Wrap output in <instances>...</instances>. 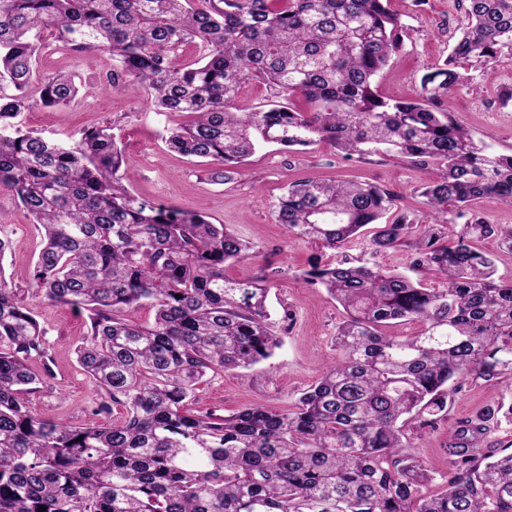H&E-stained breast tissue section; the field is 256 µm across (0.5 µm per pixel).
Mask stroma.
<instances>
[{"label":"stroma","instance_id":"1","mask_svg":"<svg viewBox=\"0 0 512 512\" xmlns=\"http://www.w3.org/2000/svg\"><path fill=\"white\" fill-rule=\"evenodd\" d=\"M391 10L408 28L398 58L378 79V91L387 98L407 99L421 92L424 74L443 65L465 22L457 0H390ZM43 72L75 75L80 91L67 106L47 109L40 102L21 116L23 125L41 136L59 141L79 138L84 129L111 125L128 166L125 185L140 199L173 205L207 215L240 237L254 242L258 257L225 265L231 280H248L260 268L271 266L280 275L272 287L268 312L273 330L283 338L275 356L248 369L208 375L198 386V401L191 413L228 415L250 405L286 407L317 381L326 366L339 355L336 331L344 321V309L323 289L301 285L296 273L322 259H369L388 269L406 270L410 256L394 249L370 256L365 243L331 251L319 243L288 235L277 222L276 204L285 186L301 179L377 183L397 195V207L414 223L430 221L422 203L423 186L437 177L433 168L407 159L374 156L365 161L347 159L322 143L301 153L266 147L257 150L248 165L231 179L215 183L205 165L168 150L167 128L181 123V116L156 112L147 96L107 84L112 69L108 52L93 54L55 49L38 60ZM472 81L436 102L438 111L468 129L477 139L491 138L495 152L512 154V102L500 100L512 87V51L503 50L491 65L467 69ZM0 239L9 248L0 268L15 287L27 288L31 267L44 244V230L13 195L0 190ZM31 304L47 330L46 348L53 360L47 385L29 397L31 411L40 418L81 425L92 420L101 392L80 368L74 347L87 333L86 316L67 307L34 297ZM512 398V392L495 384H464L455 395L447 419L406 429L409 450L436 474L426 491L441 492L440 474L448 470L449 433L458 422L480 409Z\"/></svg>","mask_w":512,"mask_h":512}]
</instances>
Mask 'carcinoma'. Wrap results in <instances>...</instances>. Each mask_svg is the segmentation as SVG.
<instances>
[{
	"label": "carcinoma",
	"mask_w": 512,
	"mask_h": 512,
	"mask_svg": "<svg viewBox=\"0 0 512 512\" xmlns=\"http://www.w3.org/2000/svg\"><path fill=\"white\" fill-rule=\"evenodd\" d=\"M388 4L0 0V189L44 229L31 287L86 313L75 354L102 392L94 415L126 410L112 425L32 414L28 395L50 377L52 359L25 291L5 277L0 239V512H512V452H484L491 428L512 425V401L456 426L437 494L423 493L435 476L404 444L406 426L445 419L464 384L512 390V283L495 279L493 260L477 248L496 234L512 251V229L448 217L450 205H511L512 155L434 109L463 84L461 64L490 65L512 49V0H458L466 24L409 100H387L374 85L403 47L405 26ZM189 43L200 59H180ZM52 44L109 52L110 86L191 116L168 130L166 146L216 166L214 179L239 172L260 145L293 152L325 142L347 158L440 167L421 192L431 224L400 212L384 219L394 194L355 182L292 183L277 219L330 250L371 225L372 254L404 247L410 271L432 268L442 286L346 261L311 264L299 280L347 313L336 333L341 359L286 409L189 413L209 374L250 368L281 347L267 309L274 274L225 278L224 265L254 257V244L133 195L111 127L67 143L19 123L34 82L45 107L77 95L70 75L37 74ZM252 81L272 100L239 112L236 97ZM297 96L310 111L293 107ZM143 305L155 310L150 324L129 317ZM398 322L419 330L385 331Z\"/></svg>",
	"instance_id": "obj_1"
}]
</instances>
